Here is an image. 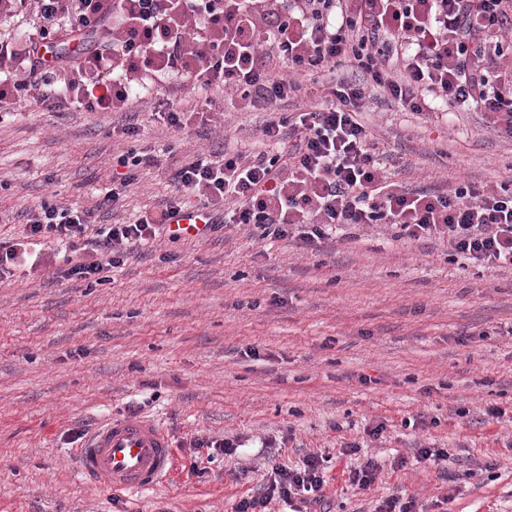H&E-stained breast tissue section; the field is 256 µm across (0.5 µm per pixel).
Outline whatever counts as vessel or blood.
<instances>
[{"label":"vessel or blood","instance_id":"vessel-or-blood-1","mask_svg":"<svg viewBox=\"0 0 512 512\" xmlns=\"http://www.w3.org/2000/svg\"><path fill=\"white\" fill-rule=\"evenodd\" d=\"M208 216L181 212L170 229L180 236L201 235ZM78 470L100 485L114 490L140 491L157 486L175 468L168 433L141 418L117 416L92 432L75 451Z\"/></svg>","mask_w":512,"mask_h":512}]
</instances>
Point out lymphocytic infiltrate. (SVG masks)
<instances>
[{
  "instance_id": "obj_1",
  "label": "lymphocytic infiltrate",
  "mask_w": 512,
  "mask_h": 512,
  "mask_svg": "<svg viewBox=\"0 0 512 512\" xmlns=\"http://www.w3.org/2000/svg\"><path fill=\"white\" fill-rule=\"evenodd\" d=\"M33 36L0 39V104L49 101L53 90L87 112H125L133 97L190 81L267 112L263 151L197 153L165 162L137 148L103 201L118 203L144 167L167 168L174 193L155 210L101 224L96 208L45 202L21 235L0 243V283L42 240L77 257L61 278L96 282L128 254L171 233L189 203L218 212L208 231L248 227L256 241L295 239L319 251L343 226L383 224L398 240L446 242L483 267H512V184L463 183L449 193L390 180L359 116L378 92L409 112H483L512 137V0H30ZM74 42L45 60L44 44ZM309 97L307 111L283 106ZM327 459L276 464L235 512L273 502L326 507Z\"/></svg>"
}]
</instances>
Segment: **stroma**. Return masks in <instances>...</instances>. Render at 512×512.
Segmentation results:
<instances>
[{
    "mask_svg": "<svg viewBox=\"0 0 512 512\" xmlns=\"http://www.w3.org/2000/svg\"><path fill=\"white\" fill-rule=\"evenodd\" d=\"M210 99L228 112L224 127L202 122ZM171 101L194 114L178 135L157 119L156 100L133 102L138 149L260 150L266 112L190 82ZM11 110L0 121V242L41 201L101 199L128 147L129 112L27 101ZM360 119L407 188L445 192L512 173V138L481 113L442 121L378 94ZM172 191L160 170L142 168L98 221L128 220ZM392 234L345 227L311 253L232 226L144 246L99 284L59 278L68 254L45 243L52 265L0 284V512H234L273 465L309 452L332 459L330 512H374L390 495L415 498L420 512H512V268ZM490 405L507 420L486 418ZM132 409L170 434L176 466L157 487L114 491L80 473L73 433ZM421 414L429 426H416ZM380 423L381 438L370 437ZM196 437L245 444L230 458L191 447ZM352 442L381 467L371 491L342 476L351 459L339 450ZM419 444L447 449L452 463L416 461Z\"/></svg>",
    "mask_w": 512,
    "mask_h": 512,
    "instance_id": "stroma-1",
    "label": "stroma"
}]
</instances>
